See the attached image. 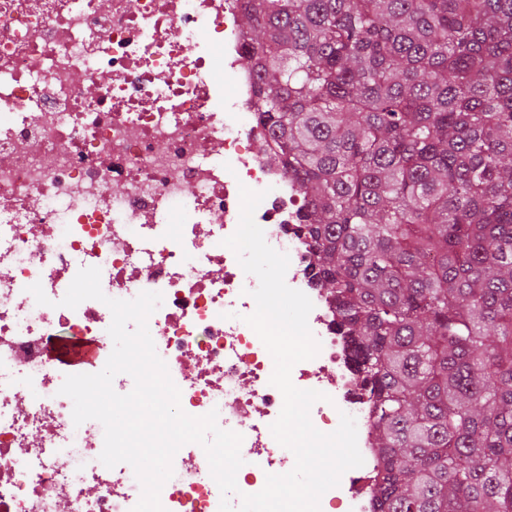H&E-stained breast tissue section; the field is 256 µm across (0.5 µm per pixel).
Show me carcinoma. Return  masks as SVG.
Returning a JSON list of instances; mask_svg holds the SVG:
<instances>
[{"label":"carcinoma","mask_w":512,"mask_h":512,"mask_svg":"<svg viewBox=\"0 0 512 512\" xmlns=\"http://www.w3.org/2000/svg\"><path fill=\"white\" fill-rule=\"evenodd\" d=\"M242 18L372 399L377 512H512V0H248Z\"/></svg>","instance_id":"carcinoma-1"}]
</instances>
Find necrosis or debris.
Here are the masks:
<instances>
[{
  "label": "necrosis or debris",
  "mask_w": 512,
  "mask_h": 512,
  "mask_svg": "<svg viewBox=\"0 0 512 512\" xmlns=\"http://www.w3.org/2000/svg\"><path fill=\"white\" fill-rule=\"evenodd\" d=\"M247 0H0V512H131L141 486L125 463L99 460L104 428L74 424L50 346L114 344L110 309L61 301L84 267L107 297L163 296L148 327L193 416L217 411L243 437L241 492L254 494L285 457L270 426L282 394L274 363L244 318L258 286L223 241L240 190L266 242L290 260L285 281L313 303L318 354L293 384L324 393L310 417L334 432L354 417L363 466L345 472L320 512H374L380 461L372 402L351 343L314 276L300 233L305 203L284 175L255 110ZM223 47L216 58L215 47ZM41 284L49 305L28 288ZM160 492L165 512H219L206 455L179 450Z\"/></svg>",
  "instance_id": "necrosis-or-debris-1"
}]
</instances>
